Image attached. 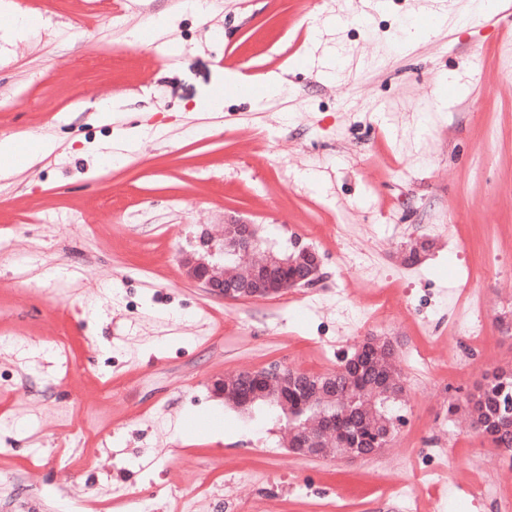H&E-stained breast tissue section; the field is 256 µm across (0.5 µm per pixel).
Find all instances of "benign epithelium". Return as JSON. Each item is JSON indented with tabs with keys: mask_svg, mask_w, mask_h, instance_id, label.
<instances>
[{
	"mask_svg": "<svg viewBox=\"0 0 512 512\" xmlns=\"http://www.w3.org/2000/svg\"><path fill=\"white\" fill-rule=\"evenodd\" d=\"M204 253L185 260L188 277L200 284L210 294L226 300L262 299L293 288L308 287L318 281L320 258L318 254L302 247L294 251V257L283 260L269 251L263 261L252 265L246 274L236 276L229 269L220 267L206 258L210 244L200 240ZM224 247L234 255H245L259 247L257 229L252 224H232L225 236ZM392 349L389 342L367 337L357 347L351 358L352 368L357 371L371 370L373 354ZM309 386L306 373L288 371L277 364L266 368L257 377L242 373L232 379L216 383L215 390L228 403L243 407L258 398L277 402L288 419L292 432L291 451L306 458H365L375 454L380 447L379 438H358L345 431V419L338 420L324 413L307 414L308 406L294 407L288 391Z\"/></svg>",
	"mask_w": 512,
	"mask_h": 512,
	"instance_id": "obj_1",
	"label": "benign epithelium"
}]
</instances>
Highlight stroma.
Instances as JSON below:
<instances>
[{"mask_svg": "<svg viewBox=\"0 0 512 512\" xmlns=\"http://www.w3.org/2000/svg\"><path fill=\"white\" fill-rule=\"evenodd\" d=\"M503 4L500 35L454 28L468 0H7L41 30L0 39V137L54 149L0 177V512H503L512 460L461 417L512 368ZM106 98L123 105L101 123ZM233 221L313 247L317 285L227 301L188 279L183 253ZM367 336L396 344L405 388L372 456H294L279 408L212 391L332 372Z\"/></svg>", "mask_w": 512, "mask_h": 512, "instance_id": "obj_1", "label": "stroma"}]
</instances>
